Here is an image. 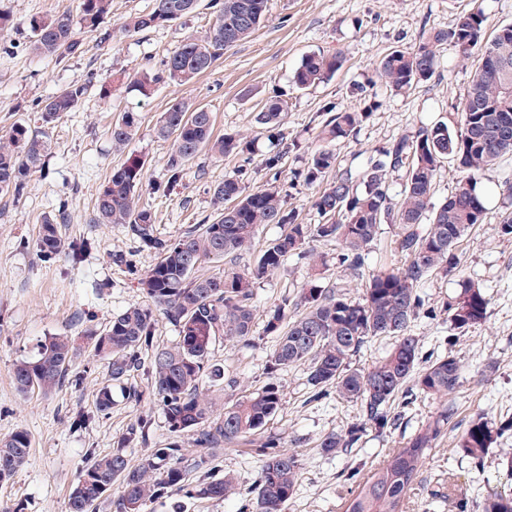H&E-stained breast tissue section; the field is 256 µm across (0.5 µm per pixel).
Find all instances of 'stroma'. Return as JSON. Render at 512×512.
<instances>
[{
  "instance_id": "1",
  "label": "stroma",
  "mask_w": 512,
  "mask_h": 512,
  "mask_svg": "<svg viewBox=\"0 0 512 512\" xmlns=\"http://www.w3.org/2000/svg\"><path fill=\"white\" fill-rule=\"evenodd\" d=\"M82 0H0L11 26L0 29V133L15 123L38 128L36 105L62 87L95 77L152 68L191 34L208 29L210 0H199L190 16L164 27L141 32L126 28L127 18L151 11L154 0H112L104 27L110 37L99 40L83 34L81 53L38 56L28 48L31 18L67 12L80 17ZM478 8L488 28L512 23V0H269L264 22L246 41L225 51L209 72L187 86L162 85L147 98L116 92L111 102L87 95L75 111L65 113L49 131L50 150L41 172L29 177L23 197H0V438L16 428L31 437L26 465L11 479L0 482V512H66L68 496L90 452L105 454L126 447L131 464L142 462L150 449L175 440L164 416L151 399L126 400L127 386L148 387L146 372H136L128 384L112 388L111 414H97L95 394L106 381V361L82 348L71 368V384L50 394L19 393L12 371L31 356L38 341L55 334L81 336L102 330L113 314L145 304L138 281L155 264L152 250L141 247L124 225L92 223L95 198L113 167L129 155L142 156L145 176L136 192L138 206L151 209L156 230L174 239L192 229L213 211L211 187L233 175L241 160L201 152L190 161L179 184L167 183V141L155 128L168 102L185 96L207 106L215 115L216 134L242 133L253 137L257 181H264L263 160L273 147L256 128L253 115L270 98L288 102L284 126L301 150L284 159L279 176L290 181L302 164V150L315 146L322 112L327 104L350 106L348 87L364 81L375 62L395 49L412 47L424 30L451 27L460 14ZM339 52L345 58L336 75L301 90L292 73L303 56L313 51ZM475 62L461 61L457 49H438L434 76L409 91L394 95L377 87L378 110L362 124L356 136L337 146L336 168L362 165L370 152L387 141L439 120L452 121L456 105L467 94ZM139 113L137 134L124 147H114L108 130L119 113ZM64 213L61 232L66 241L85 242L78 261L60 256L46 263L39 256V226L44 217ZM503 212L500 198L488 205L482 224L460 240L457 251L463 276L479 283L490 295L486 322L457 336L443 304L457 288L456 276L433 274L419 288L423 313L410 330L418 336L422 358L454 354L461 364L460 381L448 396H429L410 390L396 402L397 425L381 431L366 427L349 451L323 456L319 443L327 433L359 423L358 405L330 394L310 400L306 365L279 374L285 394L282 410L270 421L269 432L285 437L297 451L301 465L299 490L286 512H343V503L355 480L382 462L392 448L422 423L450 406L453 415L425 462L422 473L405 496L406 512H481L483 500L506 484L501 465L512 456V433L499 438L482 465L462 456L458 439L469 422L486 415L512 421V235L496 231ZM321 260L319 283L324 288L343 283L351 298H361L364 275L340 276L336 245L314 243ZM124 262H114V255ZM307 262L291 256L273 276L255 288V340L217 342L214 362L225 369L224 394L237 397L265 385V365L274 339L264 331L266 309L282 296L297 294L307 280ZM149 426L147 443L126 446L125 437L139 420ZM179 440L184 453L194 447L190 435ZM355 479H348V472ZM242 498L191 500L171 495L156 500L152 512H241Z\"/></svg>"
}]
</instances>
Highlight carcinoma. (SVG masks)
Here are the masks:
<instances>
[{
  "label": "carcinoma",
  "instance_id": "carcinoma-1",
  "mask_svg": "<svg viewBox=\"0 0 512 512\" xmlns=\"http://www.w3.org/2000/svg\"><path fill=\"white\" fill-rule=\"evenodd\" d=\"M197 0H155L145 14L129 16L126 26L139 32L161 27L192 14ZM268 0H211L213 21L201 35H190L156 69L134 74L122 72L97 84L98 97L108 101L122 89L143 97L161 85L184 86L211 70L224 51L248 39L263 23ZM112 0H82L81 16L67 12L29 21L30 49L38 55L75 54L82 46L78 29L109 37L103 24L111 13ZM482 10L461 16L448 29L431 28L410 50L395 49L375 65L365 82H356L350 95L361 107L324 109L319 144L307 152L303 167L293 181L310 191V203L320 217L305 224L299 211L288 203L291 193L283 189L278 174L248 191L252 141L239 133L213 135L215 116L206 106L187 97L171 99L159 118L156 134L170 142L166 168L168 182L182 179L184 167L204 150L223 157L235 155L243 164L237 172L212 189L214 214L175 240L154 232L155 217L138 208L135 194L144 178L145 160L128 156L112 172L97 193L93 222L124 224L142 246L157 256L154 266L140 280L147 303L129 307L100 331L86 337L94 354L107 361L110 380L123 382L141 368L150 376V394L159 406L169 432L191 434L196 455L187 460L173 442L154 448L141 464L133 466L124 449L91 457L82 468L68 499V512H96L106 493L117 485L121 493L113 502L115 512H150L158 498L183 494L190 499L222 500L235 492L236 479L226 473L213 475L224 450L239 445L256 448L260 466L254 495L256 512H284L296 493L300 463L298 453L265 427L283 408L281 387L275 375L299 364L307 365L312 398L329 390L360 405L365 421L383 430L396 425L392 402L415 381L428 395L446 396L459 383L461 365L452 354L419 367L420 339L410 333L412 321L423 310L420 284L432 273L459 270L457 244L486 212L485 183L499 161L512 154V23L498 27L492 36L484 31ZM467 61L478 58L467 95L456 106L452 123L437 121L412 134L397 137L371 152L355 169L336 173L335 146L354 137L357 129L380 107L374 87L382 84L405 94L430 80L438 65L437 49L445 43ZM339 53L311 52L301 59L292 76L294 85L308 89L333 77L342 69ZM88 83H74L37 104L43 130L33 131L18 123L0 134V196L23 195L27 178L42 168L49 150L46 129L65 112L81 103ZM287 103L267 102L254 116L257 128L281 149L263 162L274 171L291 151L282 127ZM140 115L123 112L109 129L112 144L120 148L137 133ZM455 163L458 175L454 192L444 201L433 199L434 184L445 160ZM404 173L399 193H392L393 178ZM279 224L283 233L260 250L255 262L236 265L237 256L252 247L258 229ZM396 227L398 250L406 256L404 268L378 270L369 275L363 298L351 299L342 289L327 291L308 274L305 287L295 297H283L267 308L265 332L275 337L266 362L271 381L216 407L201 388L224 382V366L212 362L210 350L219 339L226 342L254 339V288L275 274L285 260L313 256L310 244L334 241L336 264L353 272L364 267L379 226ZM73 257L77 247H65L53 218L41 226L40 256L51 262L62 253ZM206 262H222L224 269L200 275ZM490 297L470 280L448 299V321L460 333L482 325ZM178 327L179 341L172 346L156 343V315ZM395 336L396 344L368 369L351 366L350 359L375 336ZM77 350L75 339L55 335L40 344L37 353L19 361L13 371L18 391L49 394L69 382ZM96 409H112V385L102 386L95 396ZM452 408H442L412 436L389 452L379 466L362 478L345 500L344 512H405V495L416 481L428 452L435 447ZM512 421L504 424L481 416L472 421L459 439V449L472 460L483 459L492 444ZM361 438V428L351 426L324 436L319 447L326 454L349 448ZM31 439L17 429L0 439V481L13 476L27 461ZM195 470L208 473L191 483ZM482 512H512V488L507 486L487 496Z\"/></svg>",
  "mask_w": 512,
  "mask_h": 512
}]
</instances>
